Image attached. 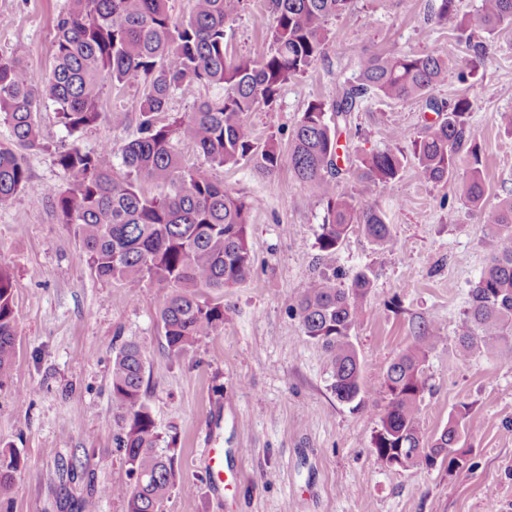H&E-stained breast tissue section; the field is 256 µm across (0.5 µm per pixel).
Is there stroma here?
<instances>
[{"label":"stroma","instance_id":"stroma-1","mask_svg":"<svg viewBox=\"0 0 512 512\" xmlns=\"http://www.w3.org/2000/svg\"><path fill=\"white\" fill-rule=\"evenodd\" d=\"M69 0H0V58L24 46V65L41 87L54 64L52 41ZM436 0H354L328 25L323 58L288 82L276 111L248 113L258 145L287 150L308 104L332 102L340 84L358 74L357 46L369 50L439 51L453 68L468 54L455 21L434 17ZM273 19L262 0H244L227 32L228 51L242 55L266 44ZM477 77L456 76L433 94L473 103L469 124L480 145L484 206L512 195V131L500 119L512 111V27L487 42ZM141 83L105 86L98 121L76 134L44 103L37 120L45 147L28 152L29 183L0 210V266L13 278L17 355L0 374V449H16L21 469L0 512H127L104 487L127 480L115 443L112 358L128 342L146 358V402L157 430L175 437L177 476L166 512H512V363L462 357L455 328L469 289L499 242L478 211L460 200L456 179L422 182L407 160L390 189L374 196L395 245L383 248L353 231L334 254L317 246L326 204L289 167L274 174L255 161L217 167L213 177L256 199L248 229L250 276L218 294L224 327L201 337L192 352L171 358L158 322L167 291L156 283L97 278L82 243L61 222L47 193L64 187L56 163L71 145L95 152L139 135ZM121 100L125 113L113 112ZM417 101H365L351 116L352 156L385 148L410 151L437 121ZM371 273L372 288L351 340L372 394L359 407L330 389L320 344L304 335L294 314L308 281L332 272ZM441 328L425 371L421 425L432 437L451 412L467 408L471 468L460 474L422 466L387 465L372 452L382 393L374 385L412 340L418 323ZM224 462L223 481L207 477L210 450Z\"/></svg>","mask_w":512,"mask_h":512}]
</instances>
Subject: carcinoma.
<instances>
[{"label":"carcinoma","mask_w":512,"mask_h":512,"mask_svg":"<svg viewBox=\"0 0 512 512\" xmlns=\"http://www.w3.org/2000/svg\"><path fill=\"white\" fill-rule=\"evenodd\" d=\"M170 0H70L55 23L54 67L41 89L31 85L18 46L0 58V117L12 128L14 141L0 145V209L9 208L28 182L24 152L44 148L37 114L45 101L55 107L61 124L74 134L99 118L101 93L143 81L139 103L140 136L116 149L106 145L90 154L78 146L62 151L57 163L68 176L63 189L48 198L65 224L75 226L83 258L100 278L114 281L149 279L169 289L159 312L168 353L181 358L200 337L224 328V304L212 294L244 282L251 273L248 225L256 201L224 188L210 171L214 165H237L256 159L272 174L283 162L295 177L318 189L326 201L317 244L328 254L360 228L380 246L393 243L386 215L375 205L358 202L339 189L340 135L351 114L373 96L397 102L418 100L443 115L440 123L413 141L419 177L440 183L456 176L459 153L467 150L468 169L458 182L461 199L478 208L485 195L481 149L468 122L473 104L460 97L447 105L433 95L448 79V58L438 52L357 50L358 77L342 87L332 112L322 102L308 104L290 141L288 156L274 144L258 149L244 116L260 105L276 104L282 87L305 74L325 53L327 24L348 12L353 0H268L273 17L270 42L243 56H230L226 27L235 19L240 0H190L187 17L177 22ZM438 21L457 20V30L471 38L489 36L512 26V0H481L460 13V0H437ZM487 47L470 46L459 77L477 74ZM220 86L224 94L206 98L195 110L162 122L174 93L184 86ZM190 144L206 160L183 166L176 149ZM124 171L117 174L113 158ZM405 155L387 148L357 157L352 177L365 196L389 189L403 169ZM155 192L148 193L143 184ZM484 223L499 238L491 264L469 290V306L456 336L461 355L478 351L498 361H512V197L483 212ZM372 287L369 273L359 271L345 285L321 276L302 289L295 306L305 336L327 354L331 389L338 400L352 403L368 393L351 333ZM441 329L422 323L412 341L383 372L378 390L385 394L372 441L377 460L390 464L400 453L407 466H440L448 473L470 469L461 445L466 414L448 417L440 434L424 439L420 426L426 354ZM16 355L13 280L0 267V372ZM146 365L139 346L129 342L112 361V396L125 408L117 445L123 451L129 483L111 493L127 501L128 512H164L174 486L176 457L160 450L163 439L145 402ZM20 457L0 451V496L14 489Z\"/></svg>","instance_id":"1"}]
</instances>
